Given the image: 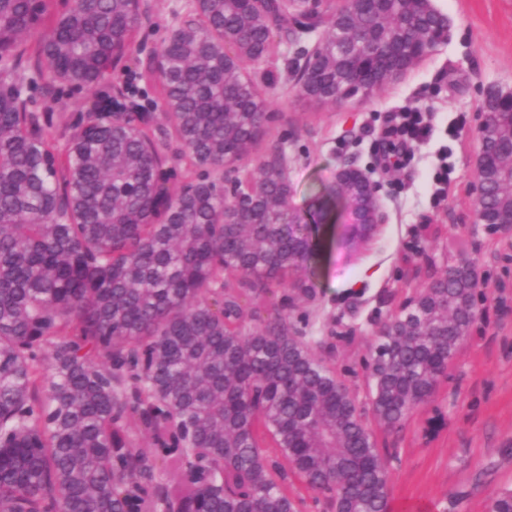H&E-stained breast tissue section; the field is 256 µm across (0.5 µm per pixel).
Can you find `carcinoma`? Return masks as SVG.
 I'll return each instance as SVG.
<instances>
[{
	"mask_svg": "<svg viewBox=\"0 0 512 512\" xmlns=\"http://www.w3.org/2000/svg\"><path fill=\"white\" fill-rule=\"evenodd\" d=\"M143 13L141 0L54 12L0 0V512H297L290 472L334 512H389L387 461L355 398L284 306L261 314L274 282L312 289L288 153L272 145L234 195L224 169L266 134L276 84L240 62L264 64L290 17L323 31L290 70L295 95L322 108L351 101L357 71L368 100L419 63L408 47L440 38L431 0L375 15L361 0H194L130 69L159 101L129 86L96 99L58 150L23 93V63L49 86L91 88L129 59ZM490 113L484 219L512 215V106ZM170 137L194 171L173 189ZM341 195L363 219L360 191L327 186L317 203ZM476 317V285L450 265L388 320L365 362L379 427L401 428L432 398Z\"/></svg>",
	"mask_w": 512,
	"mask_h": 512,
	"instance_id": "obj_1",
	"label": "carcinoma"
}]
</instances>
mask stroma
Masks as SVG:
<instances>
[{"instance_id":"1","label":"stroma","mask_w":512,"mask_h":512,"mask_svg":"<svg viewBox=\"0 0 512 512\" xmlns=\"http://www.w3.org/2000/svg\"><path fill=\"white\" fill-rule=\"evenodd\" d=\"M147 8L131 48L157 53L189 0H144ZM451 27L446 42L404 77L365 102L313 108L276 88L274 118L243 162L260 164L274 143L288 153L297 209L308 210L338 167L367 171L378 187L384 221L357 249L344 227L328 225L308 265L312 295L289 289L288 318L311 352L330 364L372 420L364 360L387 317L419 288L421 271L475 259L479 317L448 365L431 401L398 432L378 433L392 482L391 512H490L512 489V234L477 223L471 191L480 148L483 103L490 89L512 90V0H435ZM124 65L94 89L25 80L57 147L64 129L87 113L85 103L128 82ZM431 113L433 132L400 169H383L379 129L386 113ZM452 173L447 196L434 198L441 161Z\"/></svg>"}]
</instances>
